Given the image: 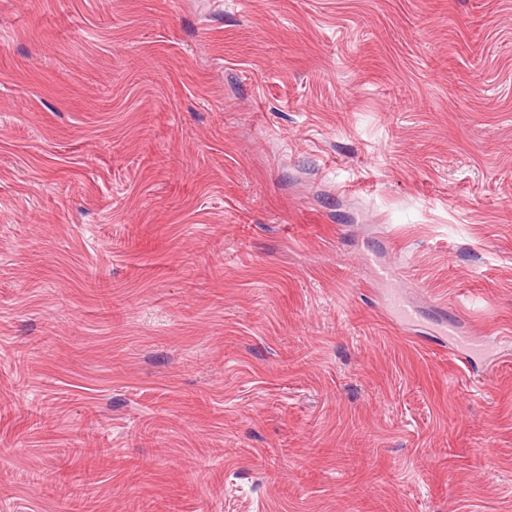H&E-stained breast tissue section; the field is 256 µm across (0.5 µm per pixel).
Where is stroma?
Returning <instances> with one entry per match:
<instances>
[{
    "mask_svg": "<svg viewBox=\"0 0 512 512\" xmlns=\"http://www.w3.org/2000/svg\"><path fill=\"white\" fill-rule=\"evenodd\" d=\"M64 470L512 512V0H0V512Z\"/></svg>",
    "mask_w": 512,
    "mask_h": 512,
    "instance_id": "obj_1",
    "label": "stroma"
}]
</instances>
